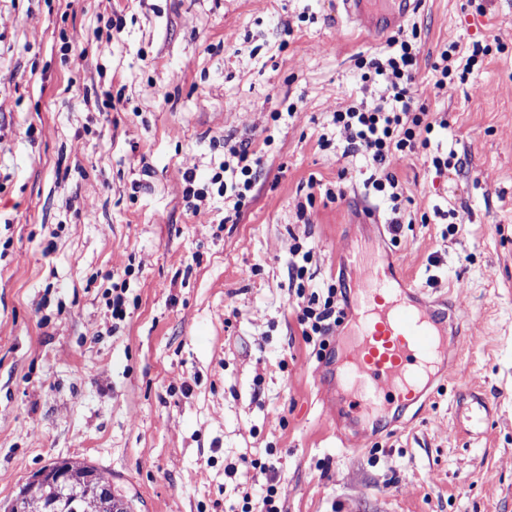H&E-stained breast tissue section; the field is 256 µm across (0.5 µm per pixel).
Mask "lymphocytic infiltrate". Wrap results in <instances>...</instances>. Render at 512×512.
<instances>
[{
	"label": "lymphocytic infiltrate",
	"instance_id": "f902f5d3",
	"mask_svg": "<svg viewBox=\"0 0 512 512\" xmlns=\"http://www.w3.org/2000/svg\"><path fill=\"white\" fill-rule=\"evenodd\" d=\"M392 50L384 56H358L357 65L364 71L365 82L378 85L371 99L355 101L336 110L332 123L344 143L343 151L366 160L371 174L369 185L391 203L388 222L399 230L402 222L403 189L391 169L394 159L423 154L431 146L434 130L424 106L414 101L413 87L419 52L416 38L400 34L391 42ZM488 49L481 42L468 47L453 44L444 48L432 66L436 88L447 87L454 72H469ZM262 158L250 144L225 140L224 162L204 184L188 183L184 191L185 208L197 212L201 202L211 194L230 195L228 217H236L251 192ZM346 312L340 307L335 285L311 292L297 304V320L307 342L326 350L328 338L343 323Z\"/></svg>",
	"mask_w": 512,
	"mask_h": 512
}]
</instances>
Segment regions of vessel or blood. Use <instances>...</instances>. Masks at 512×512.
<instances>
[{
  "label": "vessel or blood",
  "instance_id": "vessel-or-blood-1",
  "mask_svg": "<svg viewBox=\"0 0 512 512\" xmlns=\"http://www.w3.org/2000/svg\"><path fill=\"white\" fill-rule=\"evenodd\" d=\"M353 30L379 42L416 14L420 0H386L370 9L367 0H341ZM348 312L338 364L321 387L333 386L339 399L329 400L355 420L361 440L372 437L371 425L388 417L395 405L410 406L423 396L436 369L448 360V338L460 335L455 309L439 312L426 293L378 253L351 255L346 279ZM491 403L469 392L457 419L473 435L484 432Z\"/></svg>",
  "mask_w": 512,
  "mask_h": 512
}]
</instances>
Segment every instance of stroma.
I'll list each match as a JSON object with an SVG mask.
<instances>
[{
  "mask_svg": "<svg viewBox=\"0 0 512 512\" xmlns=\"http://www.w3.org/2000/svg\"><path fill=\"white\" fill-rule=\"evenodd\" d=\"M462 2L422 0L413 18L415 101L458 162L392 163L412 218L394 237L363 157L318 143L369 96L356 58L378 49L339 0H0V505L70 460L131 512H241L271 485L280 512H512V0ZM114 14L103 52L94 30ZM477 40L480 68L435 88L440 50ZM228 136L262 156L230 223L223 198L183 201ZM312 175L343 196L308 198ZM369 208L378 223L357 235ZM363 238L471 335L425 409L365 447L314 383L288 279L299 245L306 291L343 285ZM471 387L493 407L479 439L454 428Z\"/></svg>",
  "mask_w": 512,
  "mask_h": 512,
  "instance_id": "1",
  "label": "stroma"
}]
</instances>
